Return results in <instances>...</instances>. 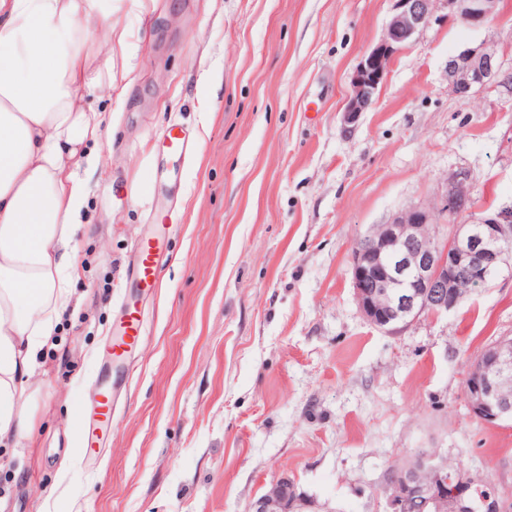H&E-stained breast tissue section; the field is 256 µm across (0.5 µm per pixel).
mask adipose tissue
<instances>
[{"instance_id":"adipose-tissue-1","label":"adipose tissue","mask_w":512,"mask_h":512,"mask_svg":"<svg viewBox=\"0 0 512 512\" xmlns=\"http://www.w3.org/2000/svg\"><path fill=\"white\" fill-rule=\"evenodd\" d=\"M114 3L0 0V440L30 434L18 385L70 301L87 210L73 163L98 166L103 123L84 99L113 87L112 36L89 33Z\"/></svg>"}]
</instances>
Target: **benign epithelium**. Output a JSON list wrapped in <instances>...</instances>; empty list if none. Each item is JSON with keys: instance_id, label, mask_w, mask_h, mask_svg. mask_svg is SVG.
Returning a JSON list of instances; mask_svg holds the SVG:
<instances>
[{"instance_id": "1", "label": "benign epithelium", "mask_w": 512, "mask_h": 512, "mask_svg": "<svg viewBox=\"0 0 512 512\" xmlns=\"http://www.w3.org/2000/svg\"><path fill=\"white\" fill-rule=\"evenodd\" d=\"M394 14L379 41L363 55L350 81L343 112L355 121L375 103L394 56L434 19L437 4L448 16L480 27L499 0H394ZM497 50L490 43L467 48L448 59V89L466 98L488 84H507ZM471 175L461 170L448 184L443 209L449 222L432 229L431 211L412 207L386 224L375 225L354 247L351 280L366 321L397 334L422 316H445L472 292L487 287L512 262V206L478 210L470 192ZM468 215L462 224L456 219ZM512 380V336H502L468 365L470 412L488 424L512 422V399L502 394ZM387 484V512H404L417 497L424 512H501L496 490L469 471L448 469V459L423 452ZM292 483L283 478L253 505L252 512H292Z\"/></svg>"}]
</instances>
